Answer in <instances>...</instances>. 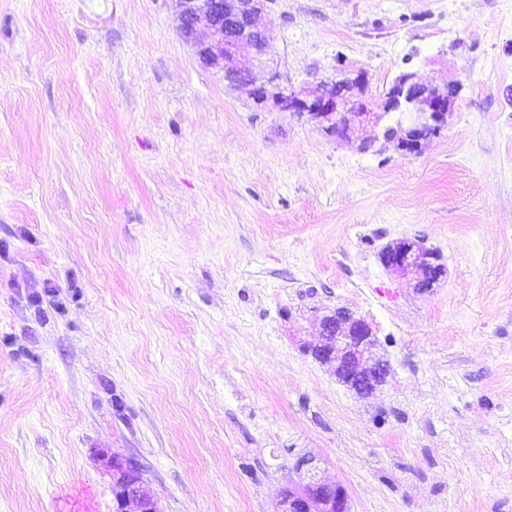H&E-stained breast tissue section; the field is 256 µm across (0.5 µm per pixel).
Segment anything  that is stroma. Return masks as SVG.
Returning <instances> with one entry per match:
<instances>
[{"label":"stroma","instance_id":"1","mask_svg":"<svg viewBox=\"0 0 512 512\" xmlns=\"http://www.w3.org/2000/svg\"><path fill=\"white\" fill-rule=\"evenodd\" d=\"M296 89L459 85L416 155L257 106L172 0H0V512H281L301 456L350 512H512V0H270ZM419 239L431 291L388 271ZM351 310L369 396L304 346ZM380 260L386 269L406 278L420 293L429 291L446 275L439 254L416 240L401 239L388 245ZM112 482L116 512H156L137 463L124 456L112 458Z\"/></svg>","mask_w":512,"mask_h":512}]
</instances>
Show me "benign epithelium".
<instances>
[{
	"label": "benign epithelium",
	"mask_w": 512,
	"mask_h": 512,
	"mask_svg": "<svg viewBox=\"0 0 512 512\" xmlns=\"http://www.w3.org/2000/svg\"><path fill=\"white\" fill-rule=\"evenodd\" d=\"M180 32L201 63L224 73L230 87H248L253 101L280 112H298L314 121L328 136L349 142L365 127L383 128V136L407 156L420 151L422 143L445 127L456 89L431 82H417L402 73L392 82L381 103L363 97L366 75L345 66L299 90L281 86L280 75L268 72L266 81L255 83L252 72L241 67L249 56L267 64L270 46L260 18L267 0H174ZM392 112H407V124H385ZM383 266L408 280L414 290L425 293L446 275L439 254L421 242L401 239L380 255ZM320 340L304 349L333 369L336 377L360 394L373 393L385 382L388 362L377 352L371 327L349 310L336 308L315 316ZM112 482L116 512H155L144 486L141 468L124 456L112 458ZM282 512H349L346 490L309 469L299 491L288 490Z\"/></svg>",
	"instance_id": "1"
}]
</instances>
